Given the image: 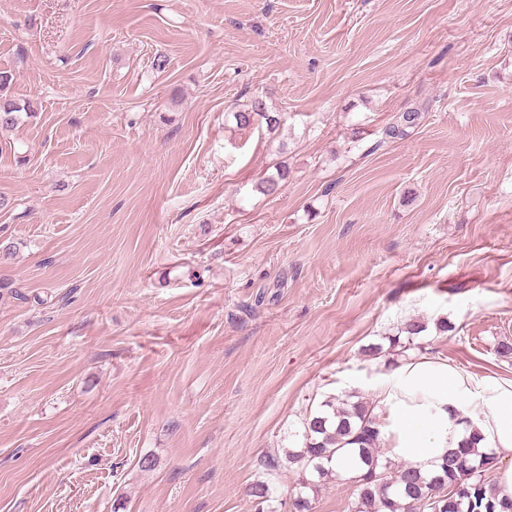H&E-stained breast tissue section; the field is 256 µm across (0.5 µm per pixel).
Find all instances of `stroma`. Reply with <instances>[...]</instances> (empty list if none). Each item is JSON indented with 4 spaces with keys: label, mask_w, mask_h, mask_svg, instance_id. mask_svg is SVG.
<instances>
[{
    "label": "stroma",
    "mask_w": 512,
    "mask_h": 512,
    "mask_svg": "<svg viewBox=\"0 0 512 512\" xmlns=\"http://www.w3.org/2000/svg\"><path fill=\"white\" fill-rule=\"evenodd\" d=\"M0 71V512H254L327 396L512 379V0H0ZM12 74L8 71H0V128H12L18 124V113L24 112L30 117L36 113V103L32 100H23L22 103L4 96V92L10 87ZM234 119L237 126L247 128L253 126L256 121L265 122L269 130H273L281 124V114L278 112H269L266 103L262 99H254L244 108L234 112Z\"/></svg>",
    "instance_id": "stroma-1"
}]
</instances>
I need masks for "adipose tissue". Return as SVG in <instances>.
Wrapping results in <instances>:
<instances>
[{
    "label": "adipose tissue",
    "instance_id": "obj_1",
    "mask_svg": "<svg viewBox=\"0 0 512 512\" xmlns=\"http://www.w3.org/2000/svg\"><path fill=\"white\" fill-rule=\"evenodd\" d=\"M379 397L387 409L381 438L391 457L429 476L476 434L479 452L504 460L497 484L512 496V381L483 383L448 363L421 358L384 378Z\"/></svg>",
    "mask_w": 512,
    "mask_h": 512
}]
</instances>
